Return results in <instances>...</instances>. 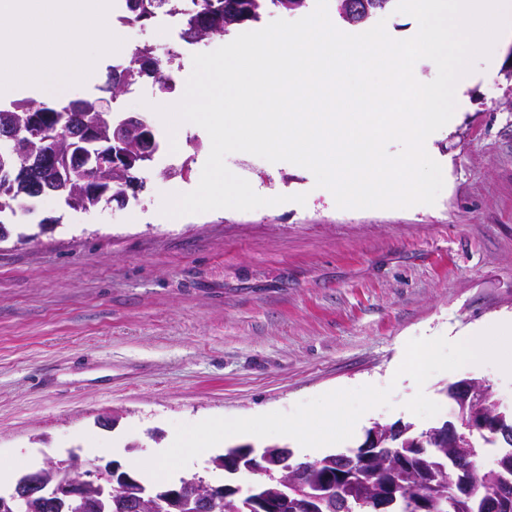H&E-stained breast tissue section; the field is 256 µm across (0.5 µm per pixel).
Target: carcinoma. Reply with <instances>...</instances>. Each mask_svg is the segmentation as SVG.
I'll return each mask as SVG.
<instances>
[{"label": "carcinoma", "instance_id": "obj_1", "mask_svg": "<svg viewBox=\"0 0 512 512\" xmlns=\"http://www.w3.org/2000/svg\"><path fill=\"white\" fill-rule=\"evenodd\" d=\"M392 0H335L336 11L343 21L351 25L367 23L374 15L387 9ZM174 4V0H126V8L133 21L143 24L153 19L155 11ZM308 8V0H200L199 10L186 20L185 34L194 42H202L230 34L247 22H257L266 13L294 14ZM157 60L146 46L132 53L128 65L120 72L108 74L106 90L114 100L128 91L143 77L156 75ZM100 100L74 99L65 104L48 106L34 100H19L0 107V128L18 135L17 148L0 153V169L10 171L11 178L0 181V225L9 221L7 214H16L26 207L29 200L52 194L61 198L71 209H91L102 199L116 200L129 189H142L144 182L137 177L140 147L139 136L131 132L121 161L123 170L110 174L90 167L71 172H58L52 168L34 170L27 167L30 154L41 147L33 137V126L51 129L58 137L63 151L74 156L81 147L66 137V121L62 114L84 122L88 116L99 112ZM121 121L117 115L110 122L96 126V147L112 149V128ZM460 422H478L487 415L469 402H457ZM374 432L391 454L365 460L362 465H340L341 455L328 454L313 461H301V479L308 485L307 498L292 494L272 474L262 481L255 508H244L234 486L224 485V512H331L333 499L340 494L348 499L357 512H375L373 506L394 501L388 512H485L486 500L495 494L506 480H512V452L505 451L497 466L477 473L479 490L471 492L468 473L452 472L454 460L468 457L477 460L479 446L464 439L450 440L435 434V428L417 432L413 425L403 426L402 436L394 439L387 435L384 425L376 423L368 429ZM427 436L433 439L434 451L423 457L416 451V439ZM257 457L250 445L228 448L211 459L214 468L230 474L245 470ZM60 476L46 470V493L31 499H17L15 512H49L48 492ZM176 487L182 498L192 504L199 484L195 477H182ZM169 485L147 483L141 479L127 485L122 500L112 503L111 512H127L129 504L140 500L151 504L147 512H171L166 497Z\"/></svg>", "mask_w": 512, "mask_h": 512}]
</instances>
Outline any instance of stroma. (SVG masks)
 <instances>
[{
  "label": "stroma",
  "instance_id": "35a3bbf8",
  "mask_svg": "<svg viewBox=\"0 0 512 512\" xmlns=\"http://www.w3.org/2000/svg\"><path fill=\"white\" fill-rule=\"evenodd\" d=\"M435 142L446 169L435 204L341 209L313 174L235 152L226 165L261 193L302 204L219 209L163 221L172 188L194 190L211 148L160 144L124 204L69 209L55 196L18 210L0 241V465L16 475L76 453L127 465L166 446L175 424L291 411L321 394L392 387L338 453L372 424L457 423L446 386L479 379L500 411L512 386L461 369L435 374L441 410L405 414L395 377L405 345L512 314V79H476ZM116 414L115 425L98 420Z\"/></svg>",
  "mask_w": 512,
  "mask_h": 512
}]
</instances>
